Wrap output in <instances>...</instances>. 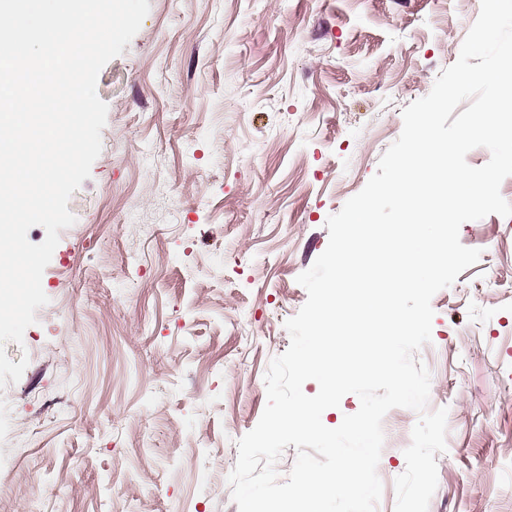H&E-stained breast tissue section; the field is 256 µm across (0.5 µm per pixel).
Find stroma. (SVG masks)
I'll return each mask as SVG.
<instances>
[{"instance_id":"1","label":"stroma","mask_w":512,"mask_h":512,"mask_svg":"<svg viewBox=\"0 0 512 512\" xmlns=\"http://www.w3.org/2000/svg\"><path fill=\"white\" fill-rule=\"evenodd\" d=\"M101 70L102 151L68 209L0 391V512H238L236 442L307 300L328 217L458 58L473 0H149ZM437 292L427 408H447L429 512H512V218L468 221ZM140 257L136 269L128 254ZM415 411L390 410L376 512Z\"/></svg>"}]
</instances>
